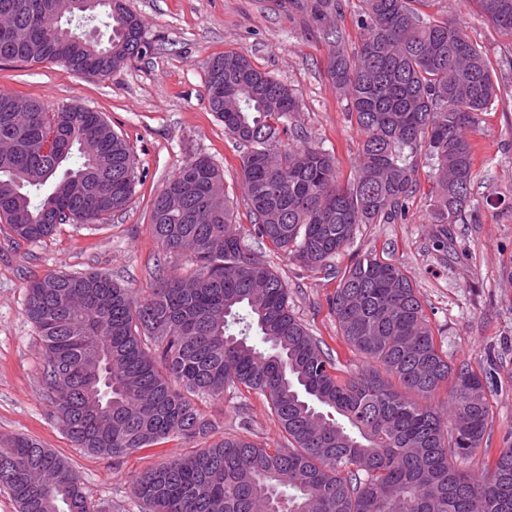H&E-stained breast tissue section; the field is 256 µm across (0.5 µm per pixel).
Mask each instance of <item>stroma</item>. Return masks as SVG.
Masks as SVG:
<instances>
[{"mask_svg": "<svg viewBox=\"0 0 512 512\" xmlns=\"http://www.w3.org/2000/svg\"><path fill=\"white\" fill-rule=\"evenodd\" d=\"M143 26L140 58L106 78L68 73L62 64L0 62V92L35 98L48 110L79 102L102 113L129 144L136 162L126 210L96 224H62L35 243L13 242L0 223V436L23 434L67 458L89 498L102 512H142L134 477L166 458L196 451L197 443L171 439L113 460L75 447L53 416L42 379L43 350L25 313L30 280L49 271L101 273L140 297L155 282L156 267L189 274L191 262L164 253L152 235L153 202L183 162L210 157L224 171V190L237 223L252 216L242 185L245 148L225 134L209 108L206 65L226 52L244 54L253 66L293 89L300 102L296 128L303 141L336 157L342 176L357 162L361 134L347 102L327 76L334 50L326 21L314 20L294 0H126ZM419 11L455 21L489 59L500 87L492 111L481 114L474 143V220L450 227L447 253L434 250L428 222L427 169L403 221L361 225L336 258L346 268L364 252L405 266L451 361L468 364L487 381L490 418L483 451L467 465L476 477L512 448V34L495 26L475 0H419ZM288 286L294 314L337 353L339 374L363 366L340 339L329 299L336 280L310 272L253 241ZM200 407L215 425L213 439L245 435L282 443L264 396L226 391Z\"/></svg>", "mask_w": 512, "mask_h": 512, "instance_id": "obj_1", "label": "stroma"}]
</instances>
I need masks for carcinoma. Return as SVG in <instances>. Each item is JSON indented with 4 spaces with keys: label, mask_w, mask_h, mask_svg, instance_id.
<instances>
[{
    "label": "carcinoma",
    "mask_w": 512,
    "mask_h": 512,
    "mask_svg": "<svg viewBox=\"0 0 512 512\" xmlns=\"http://www.w3.org/2000/svg\"><path fill=\"white\" fill-rule=\"evenodd\" d=\"M33 2L0 0L16 20L15 33H0V61L61 63L74 74L92 62L107 77L143 53L125 0H99L74 23ZM412 2L364 0L351 53L339 30L328 33V76L362 135L346 181L330 152L283 141L299 111L293 90L226 52L208 62L205 88L224 132L246 146L250 232L236 223L223 171L199 155L169 179L151 215L155 240L187 257L191 276L159 268L139 299L93 273L30 281L25 312L42 342L46 396L76 446L122 457L172 437L205 439L213 424L196 399L240 387L264 395L282 428L284 448L226 436L140 473L133 489L144 512H512V448L489 479L464 468L486 434V385L448 360L407 270L372 252L343 270L334 264L360 225L405 218L422 166L433 182L436 250L448 252V225L473 216L469 133L499 87L458 24ZM476 2L512 33V0ZM93 22L107 42L73 37ZM13 98L0 93V140L12 143L0 153V223L13 240L102 223L129 206L135 158L101 113L74 102L51 112L33 99L24 119ZM250 234L338 280L329 308L361 370L337 375ZM72 473L39 442L0 436V491L17 512H99Z\"/></svg>",
    "instance_id": "carcinoma-1"
}]
</instances>
